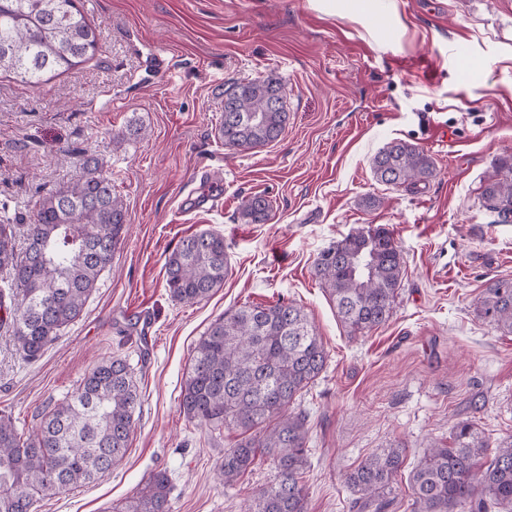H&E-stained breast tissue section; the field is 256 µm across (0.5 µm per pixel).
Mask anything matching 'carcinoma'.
Wrapping results in <instances>:
<instances>
[{"label": "carcinoma", "instance_id": "obj_1", "mask_svg": "<svg viewBox=\"0 0 512 512\" xmlns=\"http://www.w3.org/2000/svg\"><path fill=\"white\" fill-rule=\"evenodd\" d=\"M96 28L76 0H0V76L38 87L95 54ZM288 123L281 85L272 78L235 80L224 89L218 135L244 152L280 138ZM74 180L39 196L26 238L16 250L17 225L0 221V329L18 356L37 360L78 319L101 273L112 264L127 230L123 198L104 162L83 154ZM377 181L416 189L435 175L432 157L395 141L371 161ZM498 224L512 223V153L498 159L482 189ZM269 202L245 200L253 224L269 219ZM170 296L196 303L224 283V237L200 231L183 238L165 259ZM336 312L355 335L386 323L403 275V255L383 227L352 233L325 248L314 263ZM478 316L512 334V277L490 279L476 302ZM327 352L315 326L292 301L242 306L216 320L198 341L181 392L191 420L246 435L224 451L220 479L235 483L259 457L276 471L248 512H306L308 421L289 410L323 371ZM140 395L127 360L104 358L77 388L55 400L35 431L24 435L0 415V512H34L37 500L90 484L124 457ZM451 445L428 448L409 474L413 512H501L512 506V436L483 462L489 439L469 421L452 427ZM403 462L396 446L366 458L347 476L353 512H387ZM116 512H171L170 477L153 471Z\"/></svg>", "mask_w": 512, "mask_h": 512}]
</instances>
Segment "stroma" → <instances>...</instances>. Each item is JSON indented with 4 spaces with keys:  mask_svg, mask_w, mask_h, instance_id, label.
<instances>
[{
    "mask_svg": "<svg viewBox=\"0 0 512 512\" xmlns=\"http://www.w3.org/2000/svg\"><path fill=\"white\" fill-rule=\"evenodd\" d=\"M97 29L89 61L30 88L0 78V204L29 221L39 193L98 155L129 230L79 319L36 361L0 336V414L30 432L95 360L124 356L140 405L128 451L96 483L35 512H113L166 469L172 512H244L275 470L257 459L237 483L219 469L235 431L187 418L180 394L194 348L224 312L298 304L328 353L294 403L308 416L307 512H350L345 477L404 450L390 512H411L407 477L451 426L512 434V334L477 314L489 279L512 275V224L480 201L512 153V0H80ZM271 77L289 112L277 142L246 152L218 137L228 83ZM144 135L114 142L129 126ZM402 140L433 159L417 191L376 181L373 156ZM264 195L267 223L243 201ZM375 198L367 207L366 198ZM385 227L405 272L384 325L350 335L313 274L319 253ZM202 230L223 235L224 284L172 300L164 262Z\"/></svg>",
    "mask_w": 512,
    "mask_h": 512,
    "instance_id": "35a3bbf8",
    "label": "stroma"
}]
</instances>
